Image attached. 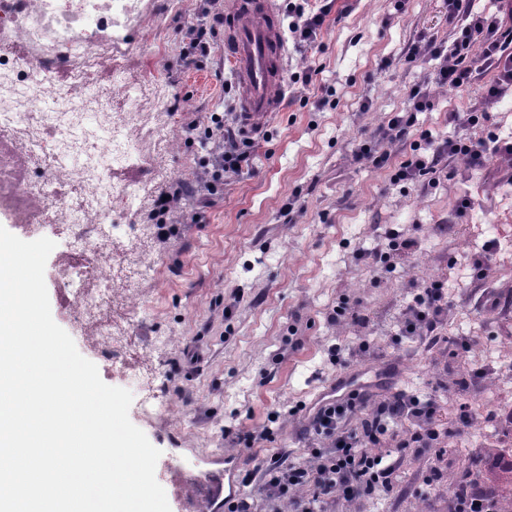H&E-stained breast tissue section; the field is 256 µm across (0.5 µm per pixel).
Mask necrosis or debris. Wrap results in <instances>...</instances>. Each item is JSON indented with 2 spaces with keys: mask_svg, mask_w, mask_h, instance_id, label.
<instances>
[{
  "mask_svg": "<svg viewBox=\"0 0 512 512\" xmlns=\"http://www.w3.org/2000/svg\"><path fill=\"white\" fill-rule=\"evenodd\" d=\"M21 13H0V35L13 34L28 47L27 60L0 51V206L22 219L53 208L55 220L64 224L61 246L70 266H84L70 289L66 303L74 310L97 356L113 367L131 370L143 394L141 406L151 411L153 359L136 353L130 337L121 331L127 315L142 307L136 285L159 276L160 270L138 250H131L122 270H114L104 250L115 240L135 242L145 231L136 217L165 171L151 167L140 175L144 153L164 155L179 147L174 133H162L172 118L164 103L169 89L161 81L127 67L112 68V89L135 99L132 109H118L106 97L89 63L118 46L117 33L138 29L148 18L149 0H27ZM72 27L77 41L88 42L80 51L58 42L53 32ZM66 71L80 94L72 102L57 92L52 80L35 81L36 69ZM98 118L99 137L112 148V164L80 161L82 141L78 130L85 114ZM67 124L69 132L54 147L57 164L51 180H32L30 169L42 164L47 150L44 135ZM125 169L123 181L109 178V167ZM78 182L87 189L82 209L65 212L50 204L49 186Z\"/></svg>",
  "mask_w": 512,
  "mask_h": 512,
  "instance_id": "necrosis-or-debris-1",
  "label": "necrosis or debris"
}]
</instances>
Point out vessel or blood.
I'll return each instance as SVG.
<instances>
[{
	"instance_id": "vessel-or-blood-1",
	"label": "vessel or blood",
	"mask_w": 512,
	"mask_h": 512,
	"mask_svg": "<svg viewBox=\"0 0 512 512\" xmlns=\"http://www.w3.org/2000/svg\"><path fill=\"white\" fill-rule=\"evenodd\" d=\"M224 62L238 84V118L252 135L263 136L286 92L288 42L275 0H237L224 29ZM362 374L341 375L317 396V403L342 399L365 389ZM158 478L170 488L171 512H224L234 502L227 473L213 470L197 476L178 461L157 463Z\"/></svg>"
}]
</instances>
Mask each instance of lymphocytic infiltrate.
Masks as SVG:
<instances>
[{
    "label": "lymphocytic infiltrate",
    "instance_id": "f902f5d3",
    "mask_svg": "<svg viewBox=\"0 0 512 512\" xmlns=\"http://www.w3.org/2000/svg\"><path fill=\"white\" fill-rule=\"evenodd\" d=\"M496 2L495 11L476 12L468 0H445L448 19L454 24L450 43L443 45L430 37L418 36L407 47V62L439 61L436 81L452 89L469 87L480 75L490 73L483 96L485 101H497L505 89L512 87V0ZM287 8L288 31L295 44L305 46L314 42L323 27L325 11H309L308 0H288ZM474 45L479 53L472 60L468 54ZM410 99L411 111L389 113L372 139L356 149L359 160L389 170L391 181L411 182L437 173L445 157L460 159L472 171L481 172L493 158L512 156L511 140L466 136V129L487 122L488 115L483 110L449 113V123L461 128L462 133L440 145H433L425 136L415 137V115L431 110L432 103L428 93L419 87L412 90ZM204 130L209 136L225 132L223 115L210 114ZM228 135L229 145L217 160L206 185L212 195L223 193L225 178L241 172L250 161L251 138L241 129ZM401 142L409 143L411 153L395 165L385 146ZM447 314L443 283L426 282L408 305L399 334L407 338L436 337ZM439 411L436 396L405 390L395 391L374 405L368 397L355 393L320 406L313 415L311 428L321 440L308 446L309 464L288 465L276 458L264 462L255 474L243 478L247 485L260 480L264 503L243 494L229 512H258L262 506L267 512H280L284 503L291 512H321L320 505L327 500L403 495L396 473L399 457L408 448L433 455L423 483L435 494L437 512H500L488 477L511 467V455L500 452L477 461L475 467L457 470L453 486L448 493H441L445 480L442 462L453 454L444 445L448 429L468 427L472 416L468 405H459L451 424L447 425Z\"/></svg>",
    "mask_w": 512,
    "mask_h": 512
}]
</instances>
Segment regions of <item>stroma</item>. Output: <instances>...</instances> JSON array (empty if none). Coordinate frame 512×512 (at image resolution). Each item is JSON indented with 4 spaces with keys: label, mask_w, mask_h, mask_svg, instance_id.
Masks as SVG:
<instances>
[{
    "label": "stroma",
    "mask_w": 512,
    "mask_h": 512,
    "mask_svg": "<svg viewBox=\"0 0 512 512\" xmlns=\"http://www.w3.org/2000/svg\"><path fill=\"white\" fill-rule=\"evenodd\" d=\"M235 0H153L143 29L123 38L131 66L165 81L177 100L175 131L184 148L163 157L169 176L157 186H193L206 176L208 149L190 119L220 112L232 123L237 109L234 75L224 64V38L216 36L203 68H183L185 30L200 26L205 11L231 13ZM448 38L442 0H333L311 48L291 49L286 103L258 140L248 170L224 182L210 202L186 192L168 215L172 229L159 234L155 212L145 247L162 268L139 290L143 307L129 321L141 348L156 353L160 403L176 402L178 423L163 415H131L165 457L223 469L239 458L243 470L283 456H307L312 402L336 376L394 370L372 385L380 399L396 389L439 391L444 410L457 403L477 411L479 428L451 431L456 453L449 469L498 447L508 432L501 405L492 403L503 347H512V315L498 298H512V163L495 161L472 173L459 160L441 166L438 183L420 179L394 185L386 170L357 161L355 149L391 112L411 109L410 91H430L434 108L417 115L416 128L441 143L457 132L451 111L486 107L480 137L512 139V89L485 104L480 86L450 89L435 82L437 61L410 64L409 43L419 34ZM311 71L310 85L295 78ZM471 196L476 206L457 215L454 202ZM200 223H192L194 213ZM415 241L411 252L387 247L389 230ZM498 239L488 278L469 277L467 266L484 244ZM469 248H462V240ZM60 250L50 254L45 282L54 321L71 337L80 324L64 304L71 280ZM430 266L448 282V317L432 346L396 341L400 317ZM368 337L376 356L333 361V347ZM473 337L476 362L463 358L458 337ZM485 369L476 378L477 369ZM278 414L271 439L245 448L235 436L259 431ZM427 458L406 449L399 460L402 497L369 496L324 504V512H431L423 492Z\"/></svg>",
    "instance_id": "1"
}]
</instances>
